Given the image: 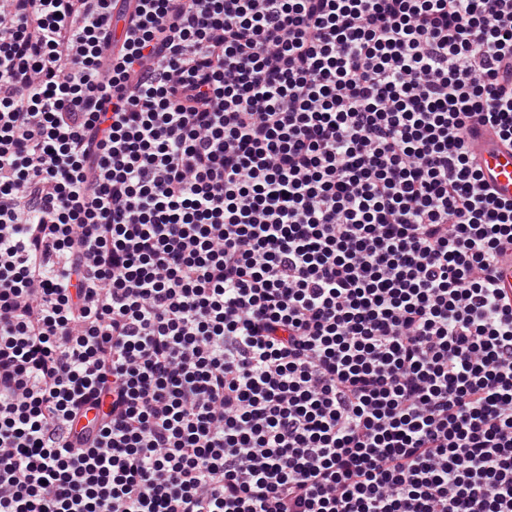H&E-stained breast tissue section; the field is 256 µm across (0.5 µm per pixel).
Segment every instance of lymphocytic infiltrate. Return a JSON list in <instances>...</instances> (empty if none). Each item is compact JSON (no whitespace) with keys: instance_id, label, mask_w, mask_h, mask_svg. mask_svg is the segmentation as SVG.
<instances>
[{"instance_id":"lymphocytic-infiltrate-1","label":"lymphocytic infiltrate","mask_w":512,"mask_h":512,"mask_svg":"<svg viewBox=\"0 0 512 512\" xmlns=\"http://www.w3.org/2000/svg\"><path fill=\"white\" fill-rule=\"evenodd\" d=\"M474 117L512 0H0V512H512Z\"/></svg>"}]
</instances>
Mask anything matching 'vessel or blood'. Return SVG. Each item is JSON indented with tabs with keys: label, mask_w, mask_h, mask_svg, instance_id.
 I'll use <instances>...</instances> for the list:
<instances>
[{
	"label": "vessel or blood",
	"mask_w": 512,
	"mask_h": 512,
	"mask_svg": "<svg viewBox=\"0 0 512 512\" xmlns=\"http://www.w3.org/2000/svg\"><path fill=\"white\" fill-rule=\"evenodd\" d=\"M467 141L488 188L496 197L512 199V143L478 118L469 123Z\"/></svg>",
	"instance_id": "vessel-or-blood-1"
}]
</instances>
